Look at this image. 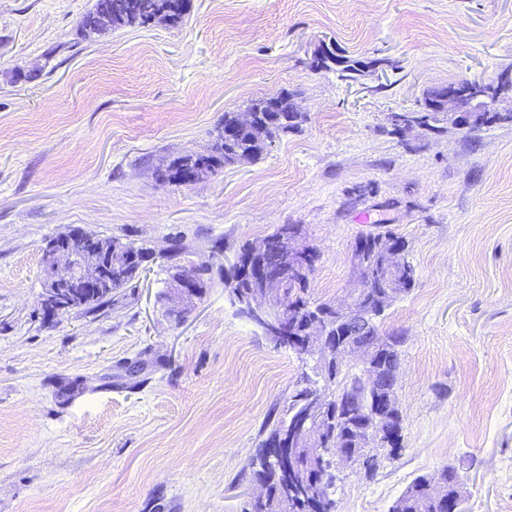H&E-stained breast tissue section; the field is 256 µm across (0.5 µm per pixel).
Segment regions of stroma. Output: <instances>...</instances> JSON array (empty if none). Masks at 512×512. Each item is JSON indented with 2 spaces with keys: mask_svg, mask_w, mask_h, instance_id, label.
Here are the masks:
<instances>
[{
  "mask_svg": "<svg viewBox=\"0 0 512 512\" xmlns=\"http://www.w3.org/2000/svg\"><path fill=\"white\" fill-rule=\"evenodd\" d=\"M96 0H0V512H243L258 432L310 367L217 284L168 313V276L47 321L42 246L72 226L230 260L300 225L313 300L356 284L376 221L416 269L400 333L402 446L341 468L336 512H389L455 466L467 512H512V124L394 132L463 78L512 68V0H190L174 26L84 36ZM370 62L316 67L324 48ZM290 92L306 120L256 161L192 185L156 167L203 153L228 112ZM138 363L146 384L127 389Z\"/></svg>",
  "mask_w": 512,
  "mask_h": 512,
  "instance_id": "stroma-1",
  "label": "stroma"
}]
</instances>
